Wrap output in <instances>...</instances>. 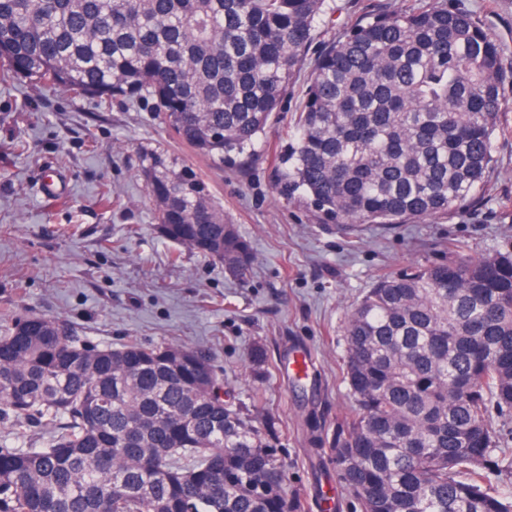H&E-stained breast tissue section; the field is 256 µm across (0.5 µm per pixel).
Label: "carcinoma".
Listing matches in <instances>:
<instances>
[{"instance_id":"1","label":"carcinoma","mask_w":512,"mask_h":512,"mask_svg":"<svg viewBox=\"0 0 512 512\" xmlns=\"http://www.w3.org/2000/svg\"><path fill=\"white\" fill-rule=\"evenodd\" d=\"M326 0H0L3 76L151 101L217 163L254 150L303 67ZM501 53L475 18L375 14L315 60L280 192L338 224H404L470 202L493 162ZM142 175L162 235L246 277L255 257L190 167ZM355 409L334 461L360 512H512L490 408L512 413V245L414 261L350 311ZM0 419L47 427L0 451V512H296L275 445L199 348L100 346L59 322L0 326Z\"/></svg>"}]
</instances>
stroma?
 Returning <instances> with one entry per match:
<instances>
[{"mask_svg": "<svg viewBox=\"0 0 512 512\" xmlns=\"http://www.w3.org/2000/svg\"><path fill=\"white\" fill-rule=\"evenodd\" d=\"M310 56L355 24L419 0H328ZM481 22L512 65V0H447ZM312 64L294 78L253 154L217 164L180 142L147 103L101 107L75 91L15 79L0 84V315L40 316L119 347L181 343L205 349L236 403L271 431L297 512H359L336 478L332 442L351 415L346 315L383 276L409 262L478 257L512 240V92L501 109L491 168L475 203L406 224L342 228L277 188ZM162 151L192 167L255 255L245 279L175 246L157 231L141 175ZM65 194L47 196L44 168ZM111 191L104 201L103 191ZM309 359L304 377L287 364ZM317 416L321 440L306 424Z\"/></svg>", "mask_w": 512, "mask_h": 512, "instance_id": "stroma-1", "label": "stroma"}]
</instances>
